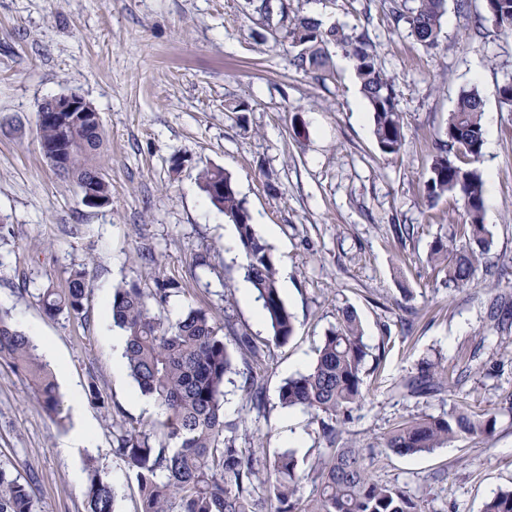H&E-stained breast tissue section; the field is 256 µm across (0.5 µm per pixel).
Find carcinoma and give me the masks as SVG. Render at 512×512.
<instances>
[{
	"label": "carcinoma",
	"mask_w": 512,
	"mask_h": 512,
	"mask_svg": "<svg viewBox=\"0 0 512 512\" xmlns=\"http://www.w3.org/2000/svg\"><path fill=\"white\" fill-rule=\"evenodd\" d=\"M486 13L507 35L512 34V0H484ZM274 42L285 40L292 48V64L324 81L330 75L328 47L341 46L353 61L361 92L373 119L379 150L400 152L404 134L392 86L378 66L366 33L349 35L306 16L289 15L280 5ZM446 0H417L409 15L393 0L392 14L405 19L421 46L437 45ZM483 101L477 89L461 93L448 118L446 141L438 148L425 181L427 198L434 202L448 194L459 197L466 219L448 238L430 244L428 259L446 270L448 286L470 285L489 250L484 223L485 183L475 164L483 156ZM37 134L44 155L55 160L52 149L64 142L65 169L85 193L108 202L111 183L95 178L104 143L103 128L74 129L65 133L52 112L38 113ZM216 179L224 181V196L210 203L224 213L237 231L245 256V277L261 301L270 338L256 343L236 329L228 318L219 327L212 314L191 308L172 321L159 311L181 292L179 283L166 280L145 290L137 283L113 288L110 315L125 337L124 364L139 392L155 401L162 417L164 439L153 445L150 435L136 430L114 434L113 454L133 474L138 496L137 512H422L418 500L403 489L376 480L356 444L336 447V422L363 398L366 345L357 315L342 313L336 326L323 336L313 365L288 378L279 391L284 408L300 407L311 413L328 453L304 470L290 451L271 458L255 447L237 446L239 425L224 417V387L242 377L241 388L252 408L261 409L263 387L256 368L272 346L288 342L294 333V316L280 295L277 271L269 245L257 234L252 217L222 168H205L199 180L207 191ZM90 293L84 268L70 271L67 286L46 288L40 302L49 316L83 314ZM233 337L243 369L234 364L225 337ZM0 361L12 365L29 383L40 407L60 418L61 399L51 370L29 337L12 323L10 312L0 307ZM447 372L433 364L407 380L413 393H435L448 388ZM496 415L460 407L445 416H421L393 426L384 445L398 455L429 452L461 437L484 438L493 434ZM84 496L87 512H115L118 492L101 472L96 460H85ZM312 478L317 496L303 506L297 498L302 480ZM0 512H34L32 481L22 482L0 465ZM483 512H512V489L488 498Z\"/></svg>",
	"instance_id": "1"
}]
</instances>
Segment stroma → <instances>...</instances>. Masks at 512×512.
Wrapping results in <instances>:
<instances>
[{"instance_id":"1","label":"stroma","mask_w":512,"mask_h":512,"mask_svg":"<svg viewBox=\"0 0 512 512\" xmlns=\"http://www.w3.org/2000/svg\"><path fill=\"white\" fill-rule=\"evenodd\" d=\"M288 4L368 33L404 125L398 154L379 150L343 49L330 47L326 81L295 69L251 0H0V306L24 333L53 344L66 368L56 379L62 399L93 385L104 400L84 405L90 445L65 448L77 426L71 407L54 421L25 378L0 364V465L33 480L35 512H86L89 456L118 489L116 512H137L112 439L121 428L151 429L159 415L152 399L135 403L134 381L113 369L118 330L108 303L117 284L177 280L169 319L204 308L255 341L268 337L258 300L240 295L244 270L227 247L236 229L198 184L212 166L231 175L254 224L274 227L269 246L288 272L280 293L296 325L259 369L263 411L250 410L240 386L225 388V418L246 421L240 446L261 442L269 457L294 451L305 469L317 462L325 450L317 425L282 408L278 393L314 363L349 309L368 355L365 396L341 424V441L362 446L374 477L420 499L423 512H482L512 488V324L487 316L492 297L512 293V107L498 95L512 79V36L486 20L484 0H447L432 49L394 20L391 0ZM471 88L494 116L485 130L494 150L478 164L495 176L485 207L492 269L452 288L428 252L463 221V204L452 195L429 201L424 182L448 116ZM70 93L96 108L105 131L100 166L112 202L104 207L85 206L39 145L38 104ZM79 265L91 280L87 315H46L43 290L65 287ZM429 363L451 371L448 391L403 390ZM463 403L496 413L490 438L413 456L385 448L397 422Z\"/></svg>"}]
</instances>
